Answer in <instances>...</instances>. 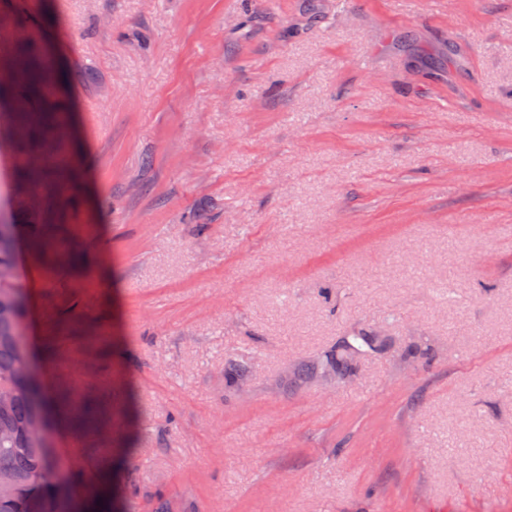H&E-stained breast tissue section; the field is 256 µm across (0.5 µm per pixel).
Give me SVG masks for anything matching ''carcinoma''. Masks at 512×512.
Listing matches in <instances>:
<instances>
[{
	"mask_svg": "<svg viewBox=\"0 0 512 512\" xmlns=\"http://www.w3.org/2000/svg\"><path fill=\"white\" fill-rule=\"evenodd\" d=\"M38 7L29 0H13L7 16L0 15V68L14 78L0 83V158L10 166L13 208H0V473L11 483L0 485V512H74L70 493L86 487L93 494L82 512H115L116 495L104 479L93 485L70 476L69 491L54 482L57 462L51 449L38 447L28 436V425L38 404L49 409L50 421L75 435L91 431L97 448L109 421L100 417V400H78L64 382L48 389L26 375V362L33 353L20 345L21 320L28 302L15 280L16 251L11 241L22 239L27 253L44 271L48 281L77 263L81 239L87 225L72 218L69 199L80 193L85 179L83 166L75 161L78 145L72 135L74 114L59 100L61 74L51 75L50 60L43 44L30 36L37 26ZM52 320L63 329L83 314L82 299L70 293L51 296ZM386 355L384 344L367 328H358L337 339L326 355L297 365L292 374L296 384H306L326 370L355 373L363 359ZM426 345L411 343L400 360L413 364L431 360ZM253 372V358L241 357L224 365L228 387L238 388ZM103 505H97V501Z\"/></svg>",
	"mask_w": 512,
	"mask_h": 512,
	"instance_id": "obj_1",
	"label": "carcinoma"
}]
</instances>
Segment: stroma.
<instances>
[{
	"label": "stroma",
	"instance_id": "1",
	"mask_svg": "<svg viewBox=\"0 0 512 512\" xmlns=\"http://www.w3.org/2000/svg\"><path fill=\"white\" fill-rule=\"evenodd\" d=\"M47 8L90 164L88 340L26 254L16 279L43 382L113 427L94 453L54 433L67 468L131 423L126 512H512V0ZM360 327L392 353L288 383ZM415 336L434 360L399 361ZM50 298L53 304L51 317L56 327L69 329L84 312L82 299L77 293L66 294L61 299L51 294ZM253 358L241 357L224 365V379L228 387L238 389L239 384L248 380L253 372Z\"/></svg>",
	"mask_w": 512,
	"mask_h": 512
}]
</instances>
